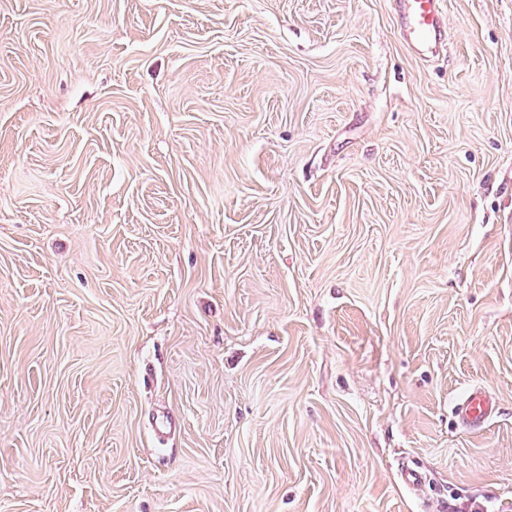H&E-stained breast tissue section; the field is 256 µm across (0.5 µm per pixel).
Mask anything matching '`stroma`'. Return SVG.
<instances>
[{
    "mask_svg": "<svg viewBox=\"0 0 512 512\" xmlns=\"http://www.w3.org/2000/svg\"><path fill=\"white\" fill-rule=\"evenodd\" d=\"M445 15L0 0V512H512V0ZM397 33L413 52L426 56L444 45L443 0H396ZM454 409L459 421L470 429L481 428L494 414L491 400L478 388L470 390Z\"/></svg>",
    "mask_w": 512,
    "mask_h": 512,
    "instance_id": "obj_1",
    "label": "stroma"
}]
</instances>
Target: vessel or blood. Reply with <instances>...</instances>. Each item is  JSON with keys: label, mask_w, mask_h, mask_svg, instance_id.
<instances>
[{"label": "vessel or blood", "mask_w": 512, "mask_h": 512, "mask_svg": "<svg viewBox=\"0 0 512 512\" xmlns=\"http://www.w3.org/2000/svg\"><path fill=\"white\" fill-rule=\"evenodd\" d=\"M397 33L413 52L426 56L444 45V0H395ZM455 414L467 428L478 429L493 416V406L480 389H472L455 406Z\"/></svg>", "instance_id": "1"}]
</instances>
